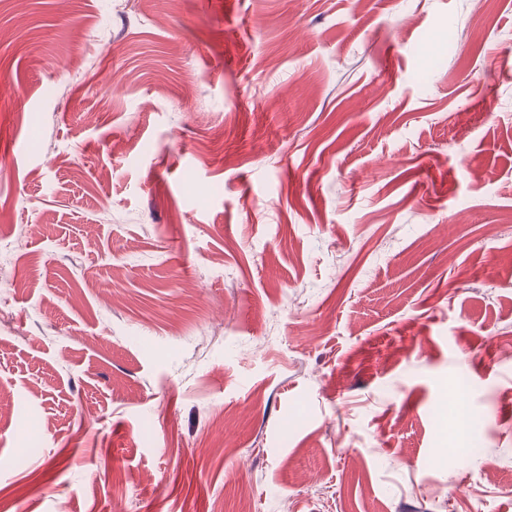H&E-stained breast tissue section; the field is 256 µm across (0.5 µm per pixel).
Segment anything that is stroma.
Listing matches in <instances>:
<instances>
[{"label": "stroma", "mask_w": 512, "mask_h": 512, "mask_svg": "<svg viewBox=\"0 0 512 512\" xmlns=\"http://www.w3.org/2000/svg\"><path fill=\"white\" fill-rule=\"evenodd\" d=\"M0 31V512H512V0Z\"/></svg>", "instance_id": "obj_1"}]
</instances>
